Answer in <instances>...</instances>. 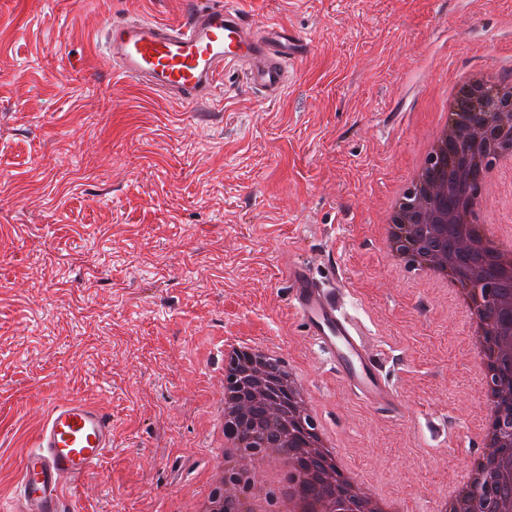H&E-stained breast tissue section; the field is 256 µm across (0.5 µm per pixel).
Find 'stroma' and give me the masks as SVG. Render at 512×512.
<instances>
[{
	"label": "stroma",
	"mask_w": 512,
	"mask_h": 512,
	"mask_svg": "<svg viewBox=\"0 0 512 512\" xmlns=\"http://www.w3.org/2000/svg\"><path fill=\"white\" fill-rule=\"evenodd\" d=\"M191 0H0V500L49 408L112 416L79 512H191L223 469L224 340L299 366L373 491L431 512L473 465L479 359L446 292L392 265L386 200L457 74L512 82V0H240L308 50L261 102L233 71L194 106L113 73L107 19ZM340 283L406 414L358 399L287 301L290 258Z\"/></svg>",
	"instance_id": "35a3bbf8"
}]
</instances>
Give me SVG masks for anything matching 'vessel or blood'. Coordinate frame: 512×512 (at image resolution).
Here are the masks:
<instances>
[{
	"label": "vessel or blood",
	"instance_id": "b4317fda",
	"mask_svg": "<svg viewBox=\"0 0 512 512\" xmlns=\"http://www.w3.org/2000/svg\"><path fill=\"white\" fill-rule=\"evenodd\" d=\"M103 48L118 75L184 104L212 99L228 69L264 101L282 95L306 41L282 23H257L239 0L193 7L184 21L107 20ZM288 299L306 334L367 404L401 416L363 326L345 309L344 289L320 283L300 260L288 267ZM112 447V417L79 399L54 404L34 448L24 456L4 512H74L70 487L97 470Z\"/></svg>",
	"mask_w": 512,
	"mask_h": 512
}]
</instances>
